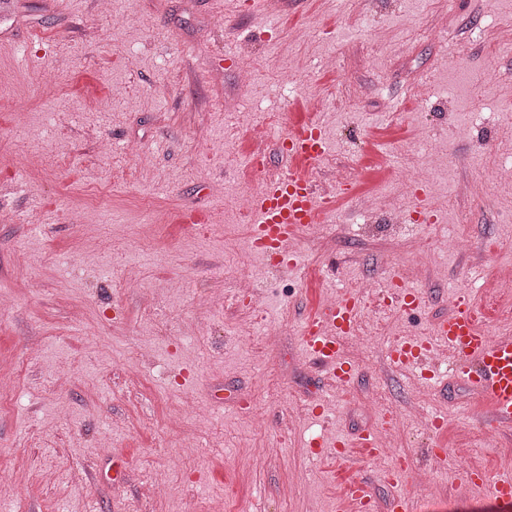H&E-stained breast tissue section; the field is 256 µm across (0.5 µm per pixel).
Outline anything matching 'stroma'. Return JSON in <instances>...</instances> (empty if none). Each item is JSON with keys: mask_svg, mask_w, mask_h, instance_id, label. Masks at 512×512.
Segmentation results:
<instances>
[{"mask_svg": "<svg viewBox=\"0 0 512 512\" xmlns=\"http://www.w3.org/2000/svg\"><path fill=\"white\" fill-rule=\"evenodd\" d=\"M512 0H11L0 17V486L5 512H336L351 467L379 512L404 491L363 461L360 434L394 435L393 468L427 473L425 512H512L471 484L512 471V428L488 434L486 398L455 377L385 361L432 337L449 295L512 336ZM294 63L298 91L277 94ZM272 121L260 168L235 124ZM333 144L314 171L330 192L320 239L295 269L252 250L231 201L287 174L294 117ZM116 149L105 156L98 138ZM426 164L434 223L395 224L414 195L396 171ZM344 174L349 194L333 191ZM381 207L364 214L363 196ZM456 249H449V239ZM396 273L425 304H386ZM368 295H361L364 282ZM330 294L361 295L356 366L334 389L300 328ZM335 391L327 419L312 408ZM442 426H435L434 418ZM336 433L348 458L306 441ZM196 440L184 455L177 442ZM165 474L167 493L142 495Z\"/></svg>", "mask_w": 512, "mask_h": 512, "instance_id": "1", "label": "stroma"}]
</instances>
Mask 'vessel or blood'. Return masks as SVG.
<instances>
[{
	"label": "vessel or blood",
	"mask_w": 512,
	"mask_h": 512,
	"mask_svg": "<svg viewBox=\"0 0 512 512\" xmlns=\"http://www.w3.org/2000/svg\"><path fill=\"white\" fill-rule=\"evenodd\" d=\"M294 168L288 175L264 181L252 205L253 249L262 254L276 253L280 267L297 265L289 244L305 234L308 225L321 223L327 210L312 169L329 153V144L320 125L295 122L281 138ZM391 301L405 311L419 309L424 298L417 290L396 284ZM361 311L357 296L347 295L324 313L309 319L302 327L306 354L321 365L330 380L343 385L356 371L343 355L346 336L354 333ZM435 336L453 358L454 374L476 394L489 401L486 424L512 427V337L494 338L481 329L476 307L464 297L458 298L447 319L434 327ZM392 368L419 369L423 378H437V369L428 367L426 345L419 340L403 342L386 354ZM474 483L488 486L494 498L512 500V473L469 472ZM340 503L344 512H373L375 503L366 481L351 479L341 487Z\"/></svg>",
	"instance_id": "vessel-or-blood-1"
}]
</instances>
